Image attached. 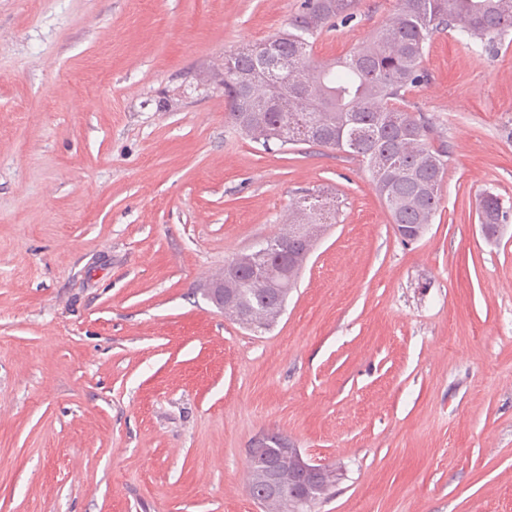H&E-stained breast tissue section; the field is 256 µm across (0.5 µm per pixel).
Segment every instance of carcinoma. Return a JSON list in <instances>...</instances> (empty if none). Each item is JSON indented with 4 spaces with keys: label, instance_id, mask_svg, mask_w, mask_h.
<instances>
[{
    "label": "carcinoma",
    "instance_id": "1",
    "mask_svg": "<svg viewBox=\"0 0 512 512\" xmlns=\"http://www.w3.org/2000/svg\"><path fill=\"white\" fill-rule=\"evenodd\" d=\"M354 2L305 0L287 30L261 47L236 49L224 82L229 104L225 120L266 148L308 142L365 163L398 235L405 242L416 241L441 206L447 152L431 144L433 125L409 110L406 94L426 80L421 63L426 44L438 30H457L488 50L511 45L512 0H398L395 16L370 41L331 64L315 63V41L335 21H352ZM269 52L279 65L273 75L262 78ZM249 73L258 78L242 84L240 77ZM296 132L304 138L295 140ZM325 201L332 206L323 208ZM325 201H316L315 209L296 203L289 225L312 224L317 230L332 223L335 200L327 196ZM478 218L490 241L512 220V212L497 195L486 192ZM287 234L267 238L276 253L288 247L280 275L250 272L224 280V289L237 298V309L230 314L246 310L257 323L276 316L277 305L288 298L279 284H296L306 252L304 244L286 240Z\"/></svg>",
    "mask_w": 512,
    "mask_h": 512
}]
</instances>
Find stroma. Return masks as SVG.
I'll return each mask as SVG.
<instances>
[{
    "instance_id": "1",
    "label": "stroma",
    "mask_w": 512,
    "mask_h": 512,
    "mask_svg": "<svg viewBox=\"0 0 512 512\" xmlns=\"http://www.w3.org/2000/svg\"><path fill=\"white\" fill-rule=\"evenodd\" d=\"M302 0H0V512H264L275 433L335 469L312 512H512V47L433 34L409 95L448 148L403 243L365 164L224 121L225 53ZM397 0H358L330 63ZM327 190L336 222L253 332L206 283ZM482 195V196H481ZM480 198H482V210L478 212V218L480 221L481 230L484 227V236L487 241H490L496 238L494 241L498 239V235H500L501 230L506 226L512 215L510 214V210L505 209L500 201V198L491 193L486 192L481 194Z\"/></svg>"
}]
</instances>
